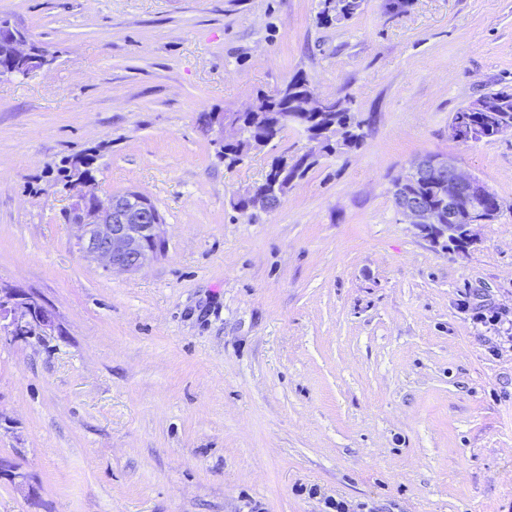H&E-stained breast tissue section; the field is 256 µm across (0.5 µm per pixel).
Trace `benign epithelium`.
<instances>
[{
	"label": "benign epithelium",
	"mask_w": 512,
	"mask_h": 512,
	"mask_svg": "<svg viewBox=\"0 0 512 512\" xmlns=\"http://www.w3.org/2000/svg\"><path fill=\"white\" fill-rule=\"evenodd\" d=\"M11 42L17 61L26 63L27 72H33L51 64L48 52L33 50V40L21 37L13 28L0 30V40ZM337 99L333 96L313 94L312 106L326 115L336 110ZM212 112L200 125L212 135V142L226 152L241 141V128L245 113ZM313 147L297 152L279 162L278 182L287 185L295 181L293 170L301 163L308 164L320 153L321 143L314 139ZM432 182L448 186V214L433 206L428 199L400 192L395 198V207L407 224L420 228L441 229L445 223L464 222L468 225L491 222L486 203L494 193L476 176L462 170L448 158L438 154H427L415 161L407 179L398 181L402 186L406 180ZM72 191L69 214L77 228V240L81 252L89 259L102 264L107 272L135 273L162 254L165 243L163 224L159 211L153 203L140 193L131 191L123 196L100 197L91 182L77 179L69 186ZM246 209L272 212L277 206L272 193L256 185L244 192ZM96 199L100 207L87 213L86 204ZM55 330L53 314L33 296L20 291L0 288V333L41 337ZM11 479L17 490L30 485L29 477L6 459H0V477Z\"/></svg>",
	"instance_id": "1"
}]
</instances>
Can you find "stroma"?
<instances>
[{
    "mask_svg": "<svg viewBox=\"0 0 512 512\" xmlns=\"http://www.w3.org/2000/svg\"><path fill=\"white\" fill-rule=\"evenodd\" d=\"M317 21L318 0H0L53 63L0 80V286L54 332L0 337V512H512V133L448 135L512 86V0H412ZM370 121L280 207L230 199L289 130L226 170L198 123L295 75ZM448 156L498 219L464 250L404 223L393 180ZM139 192L165 251L141 271L84 257L64 162Z\"/></svg>",
    "mask_w": 512,
    "mask_h": 512,
    "instance_id": "1",
    "label": "stroma"
}]
</instances>
